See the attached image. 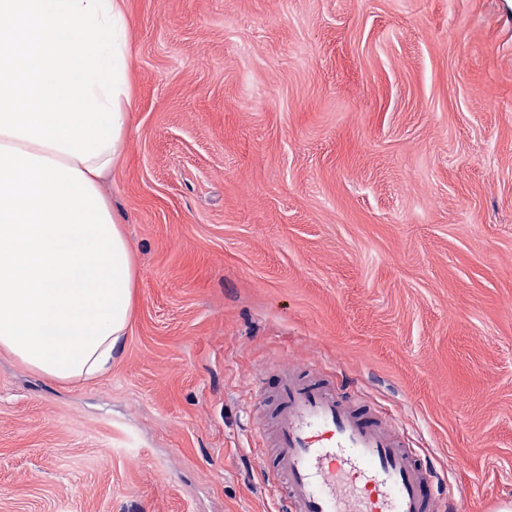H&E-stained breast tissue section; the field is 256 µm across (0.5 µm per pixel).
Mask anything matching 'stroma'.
Listing matches in <instances>:
<instances>
[{
	"mask_svg": "<svg viewBox=\"0 0 512 512\" xmlns=\"http://www.w3.org/2000/svg\"><path fill=\"white\" fill-rule=\"evenodd\" d=\"M124 10L131 327L84 383L0 350V512H276L274 363L512 512V0Z\"/></svg>",
	"mask_w": 512,
	"mask_h": 512,
	"instance_id": "35a3bbf8",
	"label": "stroma"
}]
</instances>
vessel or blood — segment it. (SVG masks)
Returning <instances> with one entry per match:
<instances>
[{
    "label": "vessel or blood",
    "instance_id": "1",
    "mask_svg": "<svg viewBox=\"0 0 512 512\" xmlns=\"http://www.w3.org/2000/svg\"><path fill=\"white\" fill-rule=\"evenodd\" d=\"M274 373L259 395L275 404L278 512H442L434 474L393 422L292 367Z\"/></svg>",
    "mask_w": 512,
    "mask_h": 512
}]
</instances>
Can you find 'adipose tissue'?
Here are the masks:
<instances>
[{
  "mask_svg": "<svg viewBox=\"0 0 512 512\" xmlns=\"http://www.w3.org/2000/svg\"><path fill=\"white\" fill-rule=\"evenodd\" d=\"M130 106L124 0H0V350L63 383L130 328L136 258L101 191Z\"/></svg>",
  "mask_w": 512,
  "mask_h": 512,
  "instance_id": "adipose-tissue-1",
  "label": "adipose tissue"
}]
</instances>
